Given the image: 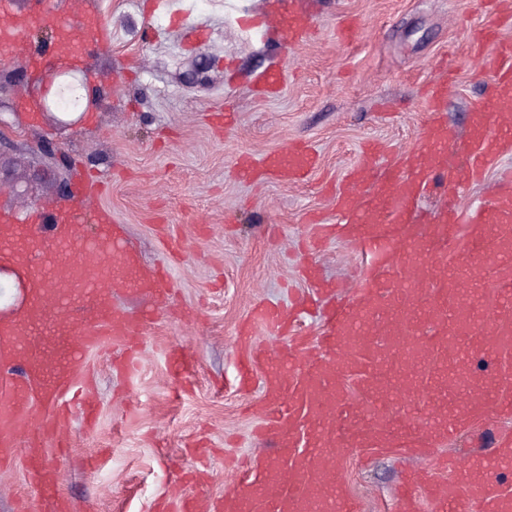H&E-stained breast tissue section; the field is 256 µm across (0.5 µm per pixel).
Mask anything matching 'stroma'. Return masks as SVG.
I'll return each mask as SVG.
<instances>
[{
  "label": "stroma",
  "mask_w": 512,
  "mask_h": 512,
  "mask_svg": "<svg viewBox=\"0 0 512 512\" xmlns=\"http://www.w3.org/2000/svg\"><path fill=\"white\" fill-rule=\"evenodd\" d=\"M313 27L295 47L282 43L273 17L288 0H173L151 16L153 0H55L54 15L32 25L46 39L84 12L109 31L87 70L104 87L105 110L84 113L62 129L36 112L40 68L20 92L0 97V119L22 124L23 144L0 150V177L21 197L0 195V209L25 212L52 203L57 175L33 144L48 140L77 162L74 182L101 177L95 206L109 210L125 242L143 260L167 263L171 310L144 333L139 369L116 376L109 353H92L99 425L69 429L68 455L48 452L62 474L60 496L70 512H152L154 499L182 492L223 498L225 466L263 443L253 409L262 380L238 385V332L256 301L288 308L308 290L303 259L323 278L357 281L372 259L353 241L332 237L310 255L309 213L338 219L336 193L364 144H380L382 163L403 161L425 130L426 93L445 71L441 115L457 138L469 140L491 83L485 60L495 44L474 52V32L498 0H301ZM190 10L203 34L188 39L178 13ZM286 57V78L260 95L255 75ZM303 143L317 156L307 179L291 184L239 177L241 153L262 156ZM185 349L192 375L171 370L167 353ZM408 465L400 455L356 447L338 479L362 512H395L393 492Z\"/></svg>",
  "instance_id": "1"
}]
</instances>
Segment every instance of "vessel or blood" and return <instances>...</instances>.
<instances>
[{"label":"vessel or blood","mask_w":512,"mask_h":512,"mask_svg":"<svg viewBox=\"0 0 512 512\" xmlns=\"http://www.w3.org/2000/svg\"><path fill=\"white\" fill-rule=\"evenodd\" d=\"M53 0H36L29 19L0 29V55L21 40L29 25L49 17ZM310 23L303 12L289 8L283 40L296 46L304 40ZM494 98L512 97V43L501 45L491 65ZM444 109L442 86L428 94L430 119L426 133L400 169L375 175L378 145H368L361 163L347 173L336 206L345 213L343 235L354 239L371 254L376 271L355 289L353 296L337 297L333 284L320 280L314 265H305L303 278L314 291L295 311L255 306L251 318L295 345L289 352L268 350L243 340L237 361L242 381H250L254 367L263 371L262 423L259 434L272 455L233 464L234 486L223 500L180 495L158 501L155 512H356L354 500L336 492V470L349 448L371 438L387 448L399 447L426 455L440 442L446 429L431 404L409 400L405 412L390 402L365 396L352 402L335 385L343 374L360 373L372 378L386 366L424 367L435 373L445 368L449 352L465 341L479 347L495 391L485 405L502 421L498 447L484 455L481 479L449 487L447 481L424 470L413 475L401 494L398 512H420L429 502L434 512H512V494L498 487L501 474L512 471V374L497 360L512 352V170L500 175L501 188L491 206L443 208L433 223L420 226L416 202L421 194L456 196L459 181L449 173L447 152L454 132L440 119ZM512 154V124L501 123L497 113L481 112L467 146V175L476 180L502 154ZM314 154L293 146L268 153L262 170L291 183L309 176ZM40 213L26 217L0 215V258L18 262L28 273L33 290L53 299L49 279L57 266H66L74 296L88 285L106 284L117 292L134 291L151 296L154 311L123 315L99 305L92 322L57 323L56 329L74 336L75 353L51 368L32 364L11 371L20 353L0 356V469L25 459L29 473L44 495L51 512H69L66 499L56 490L62 478L45 462L48 449L64 448L63 437L73 417L86 429H95L99 412L78 382L88 373L87 353L108 345L121 347L113 368L126 374L141 349L142 331L164 309L171 292L167 267L143 265L137 255L119 241V227L110 212L93 216L95 231L85 235L78 211L43 233ZM468 227L467 256L448 262V243L456 225ZM494 278L493 309L476 313L459 302L449 286L470 284L479 275ZM315 309L324 324L319 345H308L301 331L308 309ZM39 321L36 309L19 314L11 324L0 325V342L20 341ZM48 407L40 425L26 429L35 403Z\"/></svg>","instance_id":"obj_1"}]
</instances>
